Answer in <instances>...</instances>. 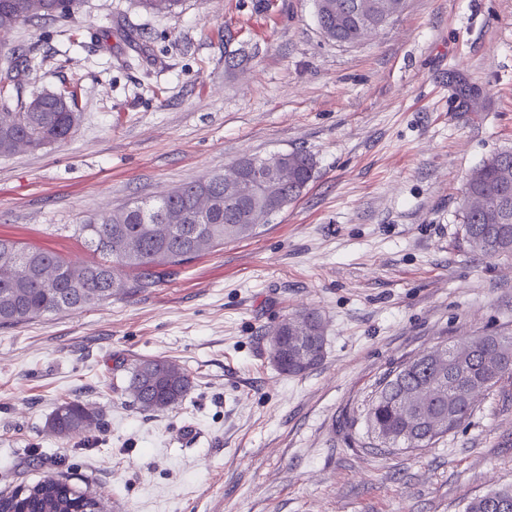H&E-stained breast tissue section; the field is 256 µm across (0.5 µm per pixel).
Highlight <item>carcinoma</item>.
I'll list each match as a JSON object with an SVG mask.
<instances>
[{"label":"carcinoma","mask_w":512,"mask_h":512,"mask_svg":"<svg viewBox=\"0 0 512 512\" xmlns=\"http://www.w3.org/2000/svg\"><path fill=\"white\" fill-rule=\"evenodd\" d=\"M29 0H0V53L10 55V74L0 86V105L9 108V85L19 87L26 60L15 55L11 36L21 24L37 25L52 17L74 13L80 0H43L38 14L28 12ZM148 11L171 12L181 0H138ZM339 5L340 10L316 11L317 20L327 18L336 28V42L351 44L362 36L357 22L360 14L380 16L390 0H318ZM28 101L17 98L12 122L0 126V156L14 154L13 142L22 140L32 150L64 142L80 121L81 105L77 87L65 86L58 95L44 94L40 108L31 112ZM283 190L288 202L299 199L315 178L314 158L301 150L285 152ZM264 159L243 157L234 165L251 192L224 201V175L211 174L180 186L177 195H165L153 203L131 202L113 212H95L78 225L84 241L94 247L99 260L76 266L59 253L0 238V327H15L46 315H57L92 307L117 295L140 288H152L174 270L228 242L247 238L256 231L253 210L263 208L260 182ZM465 195L474 200L461 202V231L473 252L487 258L512 257V218L504 220L498 206L504 197L512 199V152H501L476 167L465 185ZM202 196H215L218 205L198 208ZM276 346L271 357L283 374L302 375L323 361L326 338L323 318L315 310L302 311L283 319L273 333ZM483 346L474 355L469 374L451 399L434 397L426 413H442L444 431L428 435L423 426L413 427L400 401L406 392L431 384L435 368L426 362L399 364L382 381L368 404L367 434L374 448H423L454 431L472 413L465 393L473 386L491 390L512 374V366L495 358L494 351L508 347L512 336L484 334ZM194 388L190 374L165 358L141 359L130 371L127 390L146 411H160L181 405ZM99 424V414L76 399L65 400L51 413L48 430L58 438ZM497 501L482 496L467 503L465 512H497L504 502L512 512V487L494 491ZM0 512H100L93 498L73 490L67 483L48 478L19 497L0 495Z\"/></svg>","instance_id":"obj_1"}]
</instances>
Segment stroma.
Wrapping results in <instances>:
<instances>
[{"label":"stroma","mask_w":512,"mask_h":512,"mask_svg":"<svg viewBox=\"0 0 512 512\" xmlns=\"http://www.w3.org/2000/svg\"><path fill=\"white\" fill-rule=\"evenodd\" d=\"M22 97L78 81L65 141L0 157V238L77 263L75 226L245 156L303 150L318 174L257 234L152 288L0 328V494L47 476L104 512H464L512 485V377L435 445L380 453L365 413L398 364L512 336V257L471 252L469 171L512 151V0H404L365 40L320 31L313 0H82L19 26ZM321 313L326 355L289 376L280 321ZM194 379L174 409L125 392L144 358ZM65 398L100 423L60 439Z\"/></svg>","instance_id":"stroma-1"}]
</instances>
